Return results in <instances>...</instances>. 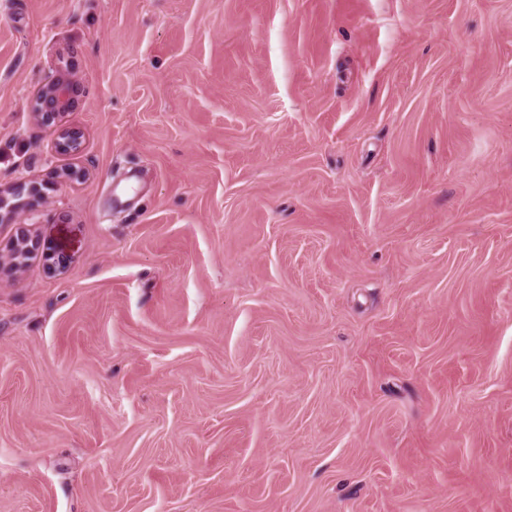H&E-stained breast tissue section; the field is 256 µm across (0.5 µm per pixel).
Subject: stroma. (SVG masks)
<instances>
[{
  "label": "stroma",
  "instance_id": "1",
  "mask_svg": "<svg viewBox=\"0 0 512 512\" xmlns=\"http://www.w3.org/2000/svg\"><path fill=\"white\" fill-rule=\"evenodd\" d=\"M0 193V512H512V0H0ZM79 91L80 80L72 68L68 72L57 70L38 88L30 102L31 112L38 122L57 127L56 147L62 153L76 154L83 145L80 130L60 124L61 118L74 109ZM5 218L9 221H15V230L11 241V256L16 263L22 261L26 256L40 252L48 270L55 271L67 265L71 257V244L69 242L61 240L45 243L31 234L30 225L26 224L25 220L18 218L13 210H9Z\"/></svg>",
  "mask_w": 512,
  "mask_h": 512
}]
</instances>
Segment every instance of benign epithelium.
I'll return each instance as SVG.
<instances>
[{"instance_id":"obj_1","label":"benign epithelium","mask_w":512,"mask_h":512,"mask_svg":"<svg viewBox=\"0 0 512 512\" xmlns=\"http://www.w3.org/2000/svg\"><path fill=\"white\" fill-rule=\"evenodd\" d=\"M80 80L74 70L56 71L52 78L38 88L33 95L30 107L34 117L43 125L57 127L56 147L58 151L76 154L82 148L83 134L80 130L61 125V118L72 111L77 103ZM7 219L14 222L15 230L11 241V256L19 262L35 253L41 254L49 270L64 268L71 253V244L67 241L44 242L33 236L30 225L16 216L12 210L0 221Z\"/></svg>"}]
</instances>
